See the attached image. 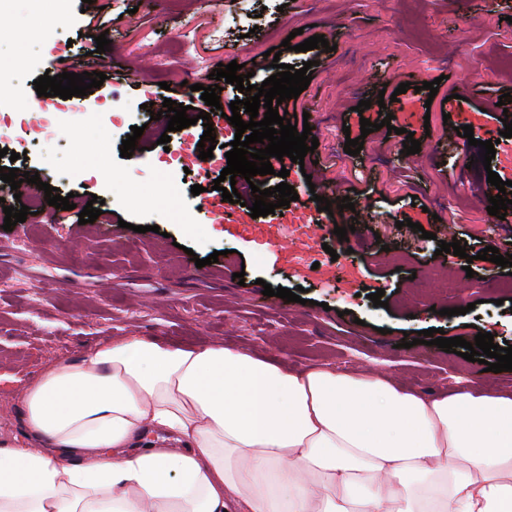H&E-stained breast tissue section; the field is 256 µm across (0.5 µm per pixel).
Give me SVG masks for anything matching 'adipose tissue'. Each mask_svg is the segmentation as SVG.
Masks as SVG:
<instances>
[{
	"label": "adipose tissue",
	"instance_id": "obj_1",
	"mask_svg": "<svg viewBox=\"0 0 512 512\" xmlns=\"http://www.w3.org/2000/svg\"><path fill=\"white\" fill-rule=\"evenodd\" d=\"M0 512H512V397L136 336L44 369ZM171 448L132 450L144 433Z\"/></svg>",
	"mask_w": 512,
	"mask_h": 512
}]
</instances>
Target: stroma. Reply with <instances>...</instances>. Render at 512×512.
<instances>
[{
  "mask_svg": "<svg viewBox=\"0 0 512 512\" xmlns=\"http://www.w3.org/2000/svg\"><path fill=\"white\" fill-rule=\"evenodd\" d=\"M81 0H53L58 36L32 18L31 0H0V96L7 113L0 146H25L26 159L0 158V166L37 171L43 182L72 196L74 209L40 203L12 230L0 228V434L21 435L18 395L48 364L73 358L122 336L175 346L218 344L243 349L288 367L330 366L341 371L388 374L409 388L434 395L471 381L512 394V372H487L437 346L417 343L419 331L474 342L489 332L512 343V303L502 281L511 273L490 261L438 254L440 241L481 242L512 255V223L489 215L497 189L480 148L458 136L462 113L484 112L501 146L504 120L512 121V0H112L110 45L98 52L84 34ZM256 15L245 34L230 20L242 10ZM132 25H124L126 16ZM320 35L329 49L282 50L293 38ZM281 49V63L302 68L312 80L290 100L288 119L309 123L319 145L303 164L286 162V179L268 174L272 188L294 186L300 203L325 186L338 188L353 207L333 214L350 228L348 246L358 268L355 287L297 273L276 240L245 224L217 217L221 191L198 175L191 153L171 157L146 105L165 86L187 83L185 100L205 103L194 84L232 59L261 85L273 75L262 59ZM65 60L70 71L98 66L106 79L86 95L59 100V113L42 135L29 106L33 82ZM438 81L436 96L423 82ZM411 82L405 93L400 83ZM397 94L404 110L381 128L380 91ZM370 109L357 112L359 101ZM116 108L110 130L99 129L89 109ZM377 123L362 134L361 119ZM143 127L139 155L121 157L131 127ZM420 143L402 151L404 132ZM363 137L360 154H346L347 137ZM203 193L192 194L193 185ZM103 200L101 219L80 224L78 205ZM429 238H422V231ZM217 254V263L196 259ZM474 275L466 277L464 266ZM463 281L464 289L453 286ZM303 288V303L263 293L264 284ZM384 289L385 306L370 293ZM454 316H444V309ZM415 341L404 347L405 338Z\"/></svg>",
  "mask_w": 512,
  "mask_h": 512,
  "instance_id": "35a3bbf8",
  "label": "stroma"
}]
</instances>
